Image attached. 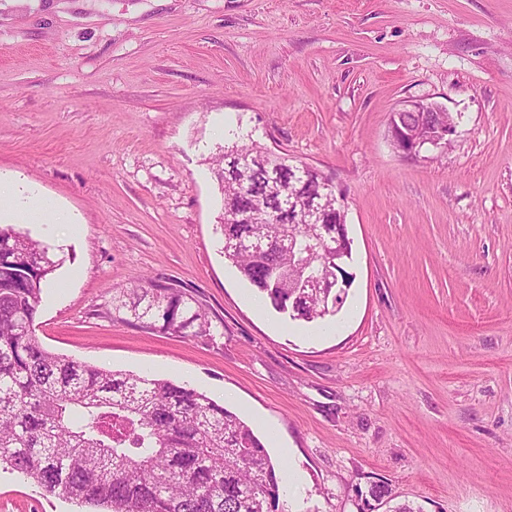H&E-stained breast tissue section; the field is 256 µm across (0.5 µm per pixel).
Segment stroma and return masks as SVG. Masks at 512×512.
<instances>
[{"mask_svg": "<svg viewBox=\"0 0 512 512\" xmlns=\"http://www.w3.org/2000/svg\"><path fill=\"white\" fill-rule=\"evenodd\" d=\"M408 101L447 147L393 151ZM251 141L345 196L326 335L257 316L224 256L210 162ZM0 175L84 226L16 224L61 261L42 346L276 424L285 512H512V0H0ZM139 276L211 335L121 319ZM0 512L100 510L0 464Z\"/></svg>", "mask_w": 512, "mask_h": 512, "instance_id": "stroma-1", "label": "stroma"}]
</instances>
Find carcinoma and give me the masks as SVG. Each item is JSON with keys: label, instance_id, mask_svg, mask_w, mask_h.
I'll use <instances>...</instances> for the list:
<instances>
[{"label": "carcinoma", "instance_id": "obj_1", "mask_svg": "<svg viewBox=\"0 0 512 512\" xmlns=\"http://www.w3.org/2000/svg\"><path fill=\"white\" fill-rule=\"evenodd\" d=\"M446 112H400L390 126L428 137ZM215 172L223 204L224 256L273 309L306 323L335 316L338 303L298 287L297 263L320 265V252L289 253L302 224H274L288 201V158L258 144L224 148ZM322 173L297 186L308 202ZM324 226L346 228V206L326 202ZM281 236L268 247L266 237ZM253 247L247 249L244 243ZM58 263L48 248L11 226L0 227V463L47 493L104 506L109 512H277L275 465L236 413L167 379L88 365L41 346L34 324L48 276ZM130 300L116 298L142 327L174 336H207L211 322L176 288L140 277Z\"/></svg>", "mask_w": 512, "mask_h": 512}]
</instances>
